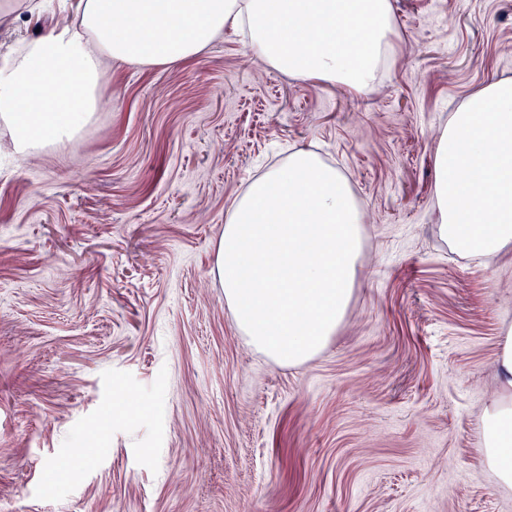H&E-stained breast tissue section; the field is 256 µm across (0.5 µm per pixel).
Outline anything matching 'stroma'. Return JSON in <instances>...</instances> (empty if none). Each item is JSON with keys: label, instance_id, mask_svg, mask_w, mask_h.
Masks as SVG:
<instances>
[{"label": "stroma", "instance_id": "obj_1", "mask_svg": "<svg viewBox=\"0 0 512 512\" xmlns=\"http://www.w3.org/2000/svg\"><path fill=\"white\" fill-rule=\"evenodd\" d=\"M77 0H18L0 62ZM365 92L278 71L225 32L179 66L113 61L72 142L0 126V512H512L480 455L503 393L512 248L438 231L448 115L512 80V0H392ZM348 179L363 257L344 322L278 364L215 272L232 200L291 150Z\"/></svg>", "mask_w": 512, "mask_h": 512}]
</instances>
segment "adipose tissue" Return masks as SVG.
I'll return each instance as SVG.
<instances>
[{"label":"adipose tissue","instance_id":"adipose-tissue-1","mask_svg":"<svg viewBox=\"0 0 512 512\" xmlns=\"http://www.w3.org/2000/svg\"><path fill=\"white\" fill-rule=\"evenodd\" d=\"M78 9L76 22L55 24L0 65V124L18 153L74 139L91 121L106 59L176 66L232 29L279 70L361 92L398 37L391 0H80ZM434 171L440 232L453 247L489 256L512 246V81L449 114ZM362 217L346 177L304 149L233 200L215 271L249 344L279 364L325 347L353 295ZM481 433L485 465L512 487V396L485 411Z\"/></svg>","mask_w":512,"mask_h":512}]
</instances>
